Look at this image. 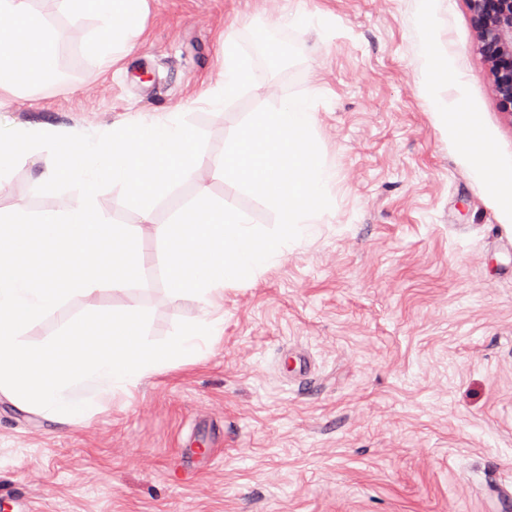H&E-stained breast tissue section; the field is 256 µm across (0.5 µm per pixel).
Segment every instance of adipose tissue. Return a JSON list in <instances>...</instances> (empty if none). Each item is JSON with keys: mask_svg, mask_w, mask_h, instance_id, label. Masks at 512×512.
<instances>
[{"mask_svg": "<svg viewBox=\"0 0 512 512\" xmlns=\"http://www.w3.org/2000/svg\"><path fill=\"white\" fill-rule=\"evenodd\" d=\"M64 11L89 13L98 27L85 43L87 57L102 68L129 55L131 39L142 14L144 0H60ZM0 17L10 19L8 30L0 31V90L29 88L38 77L57 72L54 34L44 17L32 10L29 0H0ZM255 76L241 56L234 31L224 34V76L208 92L205 103L219 109L244 96Z\"/></svg>", "mask_w": 512, "mask_h": 512, "instance_id": "ef3b65f1", "label": "adipose tissue"}]
</instances>
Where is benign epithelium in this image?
<instances>
[{"mask_svg": "<svg viewBox=\"0 0 512 512\" xmlns=\"http://www.w3.org/2000/svg\"><path fill=\"white\" fill-rule=\"evenodd\" d=\"M498 105L512 118V0H467Z\"/></svg>", "mask_w": 512, "mask_h": 512, "instance_id": "1", "label": "benign epithelium"}]
</instances>
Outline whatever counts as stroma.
Listing matches in <instances>:
<instances>
[{"mask_svg": "<svg viewBox=\"0 0 512 512\" xmlns=\"http://www.w3.org/2000/svg\"><path fill=\"white\" fill-rule=\"evenodd\" d=\"M31 5L57 33L61 76L31 95L1 92L0 126L100 134L177 112L206 135L204 161L152 223L119 190L99 197L111 221L142 225L146 286L78 297L34 341L90 311L146 309L154 341L201 315L160 279L154 227L201 187L274 225L209 163L269 93L313 96L335 207L225 288L203 357L149 371L124 395L77 387L99 410L66 429L1 397L0 485L42 512H487L494 485H512V209L475 170L512 168V121L466 0H145L134 52L106 69L83 52L92 14ZM229 29L257 83L215 110L202 98L223 77ZM457 113L479 128L480 152L464 147ZM44 164L30 153L0 180V211L76 199L37 194ZM299 356L311 363L302 376ZM199 445L210 454L199 476L172 481L181 448Z\"/></svg>", "mask_w": 512, "mask_h": 512, "instance_id": "stroma-1", "label": "stroma"}]
</instances>
